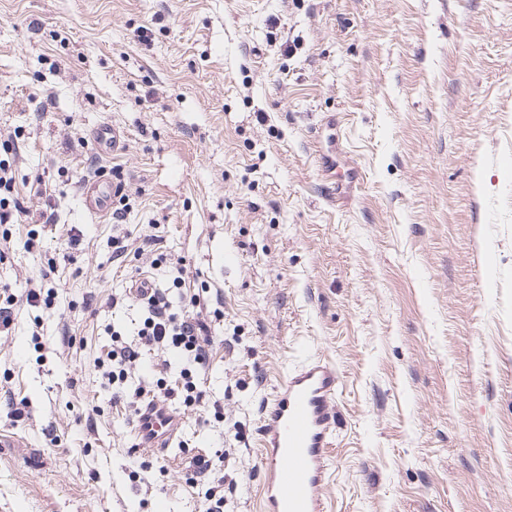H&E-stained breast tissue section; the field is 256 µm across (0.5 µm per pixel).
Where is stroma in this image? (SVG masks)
<instances>
[{
  "label": "stroma",
  "instance_id": "obj_1",
  "mask_svg": "<svg viewBox=\"0 0 512 512\" xmlns=\"http://www.w3.org/2000/svg\"><path fill=\"white\" fill-rule=\"evenodd\" d=\"M13 135L19 199L57 222L0 239V397L24 405L0 409V512H201L188 458L221 447L224 512H258L261 408L311 357L341 380L332 512H512V0H0ZM94 165L122 223L81 207ZM179 257L224 320L145 502L98 360L140 315L113 296Z\"/></svg>",
  "mask_w": 512,
  "mask_h": 512
}]
</instances>
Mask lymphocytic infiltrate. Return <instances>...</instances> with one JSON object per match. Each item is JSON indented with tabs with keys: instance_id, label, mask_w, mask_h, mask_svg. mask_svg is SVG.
Returning a JSON list of instances; mask_svg holds the SVG:
<instances>
[{
	"instance_id": "f902f5d3",
	"label": "lymphocytic infiltrate",
	"mask_w": 512,
	"mask_h": 512,
	"mask_svg": "<svg viewBox=\"0 0 512 512\" xmlns=\"http://www.w3.org/2000/svg\"><path fill=\"white\" fill-rule=\"evenodd\" d=\"M14 174L8 160L0 159V224H52L54 212L25 207L14 195ZM181 279H174L171 288H151L137 297L142 318L136 331V342L113 340L112 348L99 365L117 391H130L131 405L139 410L154 401L179 400L184 406L201 403L203 393L195 378L205 368L209 347L213 341L212 325L220 320L219 311L209 309L200 294H186ZM163 349L175 353L182 365L175 384L154 388L147 385L129 387L132 373L140 364L142 350ZM230 449H220L218 455L197 453L188 467L192 477L205 481L202 495L205 512H224V478L214 470L215 458H227Z\"/></svg>"
}]
</instances>
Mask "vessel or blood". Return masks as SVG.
Here are the masks:
<instances>
[{
    "label": "vessel or blood",
    "mask_w": 512,
    "mask_h": 512,
    "mask_svg": "<svg viewBox=\"0 0 512 512\" xmlns=\"http://www.w3.org/2000/svg\"><path fill=\"white\" fill-rule=\"evenodd\" d=\"M116 183L95 175L81 184L82 207L91 218L112 211ZM340 376L317 357L291 369L268 401L261 420V512H328L325 488L333 466ZM180 417L168 404L145 407L134 426L141 447L168 453L178 440Z\"/></svg>",
    "instance_id": "1"
}]
</instances>
